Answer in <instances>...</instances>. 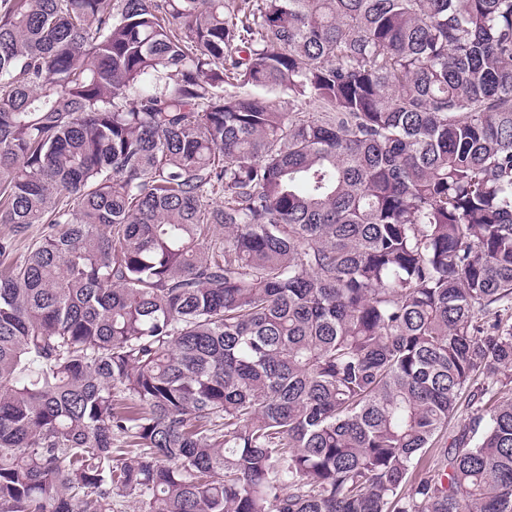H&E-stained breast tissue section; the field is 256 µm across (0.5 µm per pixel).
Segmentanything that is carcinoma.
I'll return each instance as SVG.
<instances>
[{
	"label": "carcinoma",
	"instance_id": "obj_1",
	"mask_svg": "<svg viewBox=\"0 0 512 512\" xmlns=\"http://www.w3.org/2000/svg\"><path fill=\"white\" fill-rule=\"evenodd\" d=\"M0 224V512H512V0H0Z\"/></svg>",
	"mask_w": 512,
	"mask_h": 512
}]
</instances>
